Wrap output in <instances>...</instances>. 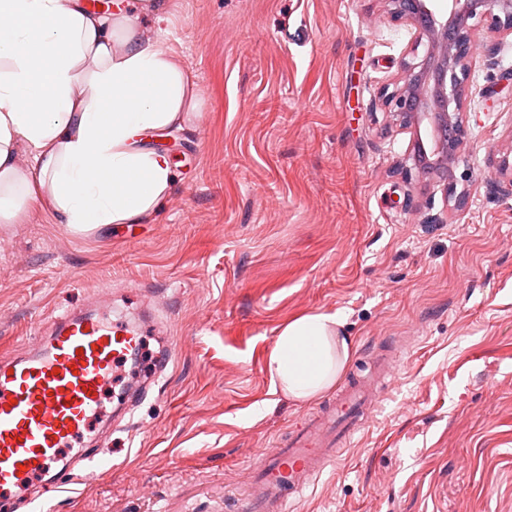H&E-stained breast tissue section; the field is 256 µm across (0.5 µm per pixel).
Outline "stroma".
Returning a JSON list of instances; mask_svg holds the SVG:
<instances>
[{"mask_svg":"<svg viewBox=\"0 0 512 512\" xmlns=\"http://www.w3.org/2000/svg\"><path fill=\"white\" fill-rule=\"evenodd\" d=\"M144 18L190 70L177 174L149 218L78 235L0 224V360L83 306L174 346L140 402L81 441L111 474L18 512H239L254 451L318 402L273 392L282 328L340 313L346 371L396 365L369 422L290 512H512V37L474 27L449 179L412 167L383 92L414 41L386 0H168ZM466 204L455 208L458 194Z\"/></svg>","mask_w":512,"mask_h":512,"instance_id":"stroma-1","label":"stroma"}]
</instances>
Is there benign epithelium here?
<instances>
[{"mask_svg": "<svg viewBox=\"0 0 512 512\" xmlns=\"http://www.w3.org/2000/svg\"><path fill=\"white\" fill-rule=\"evenodd\" d=\"M388 2L393 20L415 26L416 45L403 63L402 85L386 94V101L403 126L418 133L422 124L429 125L430 138L418 140L417 149L451 175L465 149L459 116L476 59L468 20L483 22L503 38L512 36V0H449L445 15L436 13L432 0Z\"/></svg>", "mask_w": 512, "mask_h": 512, "instance_id": "obj_1", "label": "benign epithelium"}]
</instances>
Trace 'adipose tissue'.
Returning a JSON list of instances; mask_svg holds the SVG:
<instances>
[{
	"mask_svg": "<svg viewBox=\"0 0 512 512\" xmlns=\"http://www.w3.org/2000/svg\"><path fill=\"white\" fill-rule=\"evenodd\" d=\"M159 11L157 0L109 15L79 0H0L1 224L40 204L76 233L133 224L171 190L167 155L144 139L181 126L199 92L140 25ZM343 325L337 313L289 322L268 359L273 385L295 401L329 389L349 357Z\"/></svg>",
	"mask_w": 512,
	"mask_h": 512,
	"instance_id": "adipose-tissue-1",
	"label": "adipose tissue"
}]
</instances>
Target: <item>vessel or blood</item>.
<instances>
[{
	"mask_svg": "<svg viewBox=\"0 0 512 512\" xmlns=\"http://www.w3.org/2000/svg\"><path fill=\"white\" fill-rule=\"evenodd\" d=\"M141 346L136 326H109L86 308L52 318L24 355L0 362V512H14L12 493L28 481L58 489L76 478L93 488L107 478L93 453L72 449L97 415L115 367L137 358ZM387 376L383 368L351 374L332 401L256 455L243 512H288L352 444Z\"/></svg>",
	"mask_w": 512,
	"mask_h": 512,
	"instance_id": "1",
	"label": "vessel or blood"
}]
</instances>
